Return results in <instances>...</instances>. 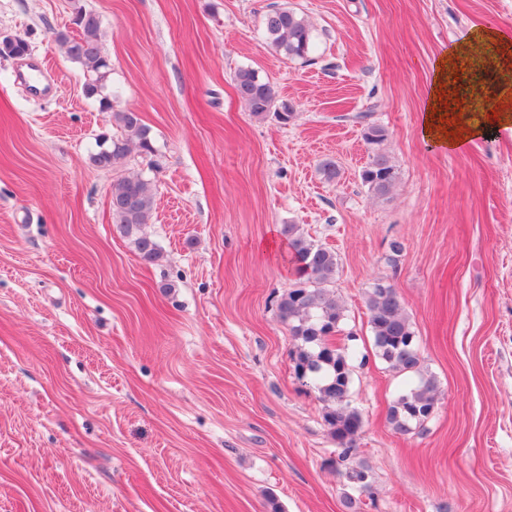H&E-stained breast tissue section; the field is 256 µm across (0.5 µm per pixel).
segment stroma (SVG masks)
I'll return each mask as SVG.
<instances>
[{
	"label": "stroma",
	"mask_w": 512,
	"mask_h": 512,
	"mask_svg": "<svg viewBox=\"0 0 512 512\" xmlns=\"http://www.w3.org/2000/svg\"><path fill=\"white\" fill-rule=\"evenodd\" d=\"M277 8L310 24L306 57L271 44ZM79 9L101 20L109 112L57 38ZM487 25L512 35V0H0V39L28 47L0 55V512H345L325 406L277 315L286 224L335 250L368 356L355 512H512V128L459 151L420 129L436 62ZM242 68L293 121L250 115ZM125 109L153 153L93 166ZM370 125L398 172L383 198L359 178ZM125 177L153 185L157 264L112 217ZM380 279L439 385L421 435L387 419L404 378L370 354Z\"/></svg>",
	"instance_id": "obj_1"
}]
</instances>
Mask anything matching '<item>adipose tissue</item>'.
<instances>
[{
  "instance_id": "obj_1",
  "label": "adipose tissue",
  "mask_w": 512,
  "mask_h": 512,
  "mask_svg": "<svg viewBox=\"0 0 512 512\" xmlns=\"http://www.w3.org/2000/svg\"><path fill=\"white\" fill-rule=\"evenodd\" d=\"M510 127L512 36L481 27L437 61L421 132L453 151Z\"/></svg>"
}]
</instances>
